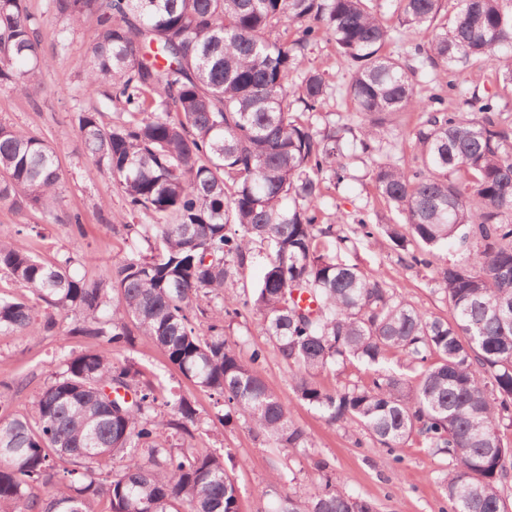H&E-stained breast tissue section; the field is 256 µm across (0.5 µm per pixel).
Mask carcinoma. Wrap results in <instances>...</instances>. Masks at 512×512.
<instances>
[{
    "label": "carcinoma",
    "instance_id": "cac0c4a2",
    "mask_svg": "<svg viewBox=\"0 0 512 512\" xmlns=\"http://www.w3.org/2000/svg\"><path fill=\"white\" fill-rule=\"evenodd\" d=\"M368 2L49 0L72 27L95 23L82 91L105 86L121 111L106 123L81 107L72 122L127 210L150 223L125 225L108 282L72 275L70 256L46 262L0 238V272L25 290L0 295V332L33 326L44 305L72 317L64 329L45 319L48 333L115 348L144 336L215 398L212 423L242 418L274 447L307 453L310 435L262 377L265 351L244 357L224 338V316L258 314L293 368L296 397L328 424H356L389 451L412 441L448 458L450 512H508L499 485L512 471L501 436L512 426V120L463 83L479 63L512 88V0H460L446 23L442 0H394L403 30H432L405 57L386 52L400 32ZM41 28L27 0H0L1 85L28 96L39 84ZM324 33L349 65L354 112L321 127L329 83L304 62ZM426 70L435 86L424 100L413 78ZM450 95L460 99L452 111ZM411 111L406 167L392 152ZM351 151L372 158L375 190L399 216L371 224L361 213L354 238L319 219ZM61 190L55 151L0 123V203L56 222ZM380 237L404 267L430 271L449 316L426 315L342 259ZM258 254L257 286L224 295ZM349 358L367 382L318 383ZM10 390L0 381V512H241L223 454L167 445L170 432L194 437V403L129 361L70 356L22 413L9 410ZM116 457L119 469L101 466ZM327 468L318 462L302 506L281 498L275 512H375Z\"/></svg>",
    "mask_w": 512,
    "mask_h": 512
}]
</instances>
